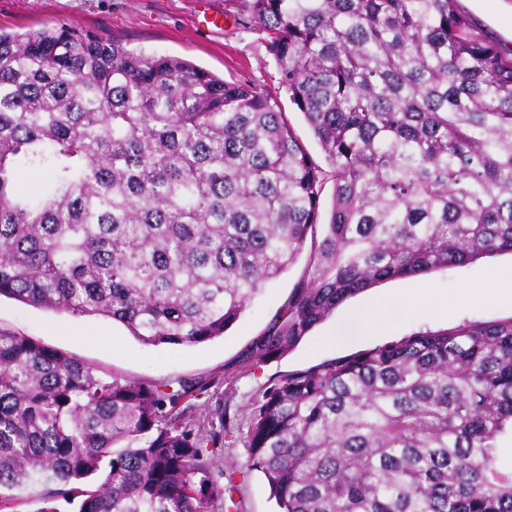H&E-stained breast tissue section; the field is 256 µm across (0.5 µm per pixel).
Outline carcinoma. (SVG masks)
Here are the masks:
<instances>
[{
  "label": "carcinoma",
  "mask_w": 512,
  "mask_h": 512,
  "mask_svg": "<svg viewBox=\"0 0 512 512\" xmlns=\"http://www.w3.org/2000/svg\"><path fill=\"white\" fill-rule=\"evenodd\" d=\"M243 8L323 160L259 86L68 27L0 29V296L195 345L304 253L251 369L381 282L512 253V48L460 0ZM42 173L46 194L19 189ZM210 386L0 329V507L210 512L207 444L233 420L193 431L180 412ZM509 431L512 317L465 320L269 380L248 467L280 512H512Z\"/></svg>",
  "instance_id": "obj_1"
}]
</instances>
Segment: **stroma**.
<instances>
[{"label": "stroma", "instance_id": "1", "mask_svg": "<svg viewBox=\"0 0 512 512\" xmlns=\"http://www.w3.org/2000/svg\"><path fill=\"white\" fill-rule=\"evenodd\" d=\"M462 4L475 21L512 47V0H462ZM210 8L222 15L221 26L204 20L198 0H0V28L24 33L73 26L120 39L132 50L190 61L228 82L261 85L277 95L309 151L319 154L302 114L280 84L263 33L249 24L241 0H212ZM304 265V260H297L265 287L223 336L199 345L145 346L119 323L46 311L4 296L0 297V328L31 337L122 378L210 380L207 394L189 400L184 413L191 429L221 406L234 418L223 448L213 455L212 468L214 478L230 487L231 494L216 500L211 512H278L264 474L247 466L251 404L270 377L416 332L445 330L466 320L512 317V254L501 253L427 275L430 293L423 300L417 297L420 280L415 277L392 279L368 289L338 307L281 359L225 379L226 366L236 364L287 300ZM351 318L360 324L374 321L378 327L371 335L342 345L326 344V337Z\"/></svg>", "mask_w": 512, "mask_h": 512}]
</instances>
